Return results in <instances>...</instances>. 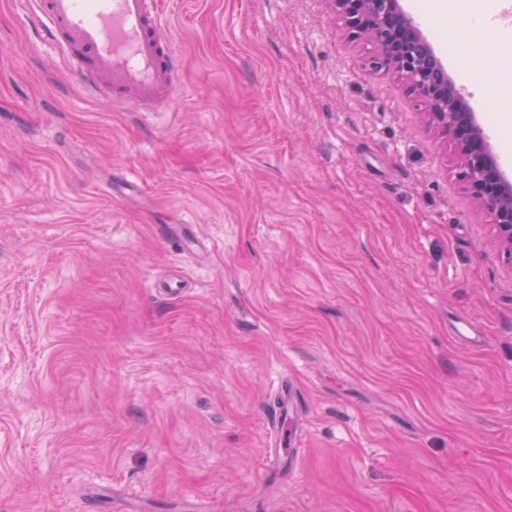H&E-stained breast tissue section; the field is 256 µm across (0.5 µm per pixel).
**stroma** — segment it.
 <instances>
[{"instance_id": "35a3bbf8", "label": "stroma", "mask_w": 512, "mask_h": 512, "mask_svg": "<svg viewBox=\"0 0 512 512\" xmlns=\"http://www.w3.org/2000/svg\"><path fill=\"white\" fill-rule=\"evenodd\" d=\"M428 2L512 156L446 38L500 0ZM161 3L175 107L133 112L0 0V512H512V255L452 145L327 0Z\"/></svg>"}]
</instances>
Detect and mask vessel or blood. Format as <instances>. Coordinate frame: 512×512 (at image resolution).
<instances>
[{
  "instance_id": "1",
  "label": "vessel or blood",
  "mask_w": 512,
  "mask_h": 512,
  "mask_svg": "<svg viewBox=\"0 0 512 512\" xmlns=\"http://www.w3.org/2000/svg\"><path fill=\"white\" fill-rule=\"evenodd\" d=\"M38 40L69 59L83 90L136 112L172 109L177 55L158 0H32Z\"/></svg>"
}]
</instances>
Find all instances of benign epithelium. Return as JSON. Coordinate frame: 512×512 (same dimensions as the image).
I'll return each instance as SVG.
<instances>
[{"mask_svg":"<svg viewBox=\"0 0 512 512\" xmlns=\"http://www.w3.org/2000/svg\"><path fill=\"white\" fill-rule=\"evenodd\" d=\"M327 2L349 40L371 46L366 65L399 76L422 106L424 124L454 146L458 179L475 207L490 216L495 246L512 254V183L504 178L464 95L452 85L400 0Z\"/></svg>","mask_w":512,"mask_h":512,"instance_id":"benign-epithelium-1","label":"benign epithelium"}]
</instances>
